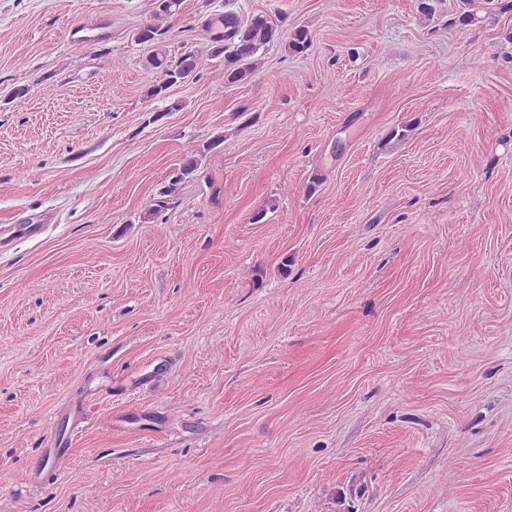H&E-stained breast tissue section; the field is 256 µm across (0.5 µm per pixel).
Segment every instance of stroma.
Returning <instances> with one entry per match:
<instances>
[{
    "instance_id": "obj_1",
    "label": "stroma",
    "mask_w": 512,
    "mask_h": 512,
    "mask_svg": "<svg viewBox=\"0 0 512 512\" xmlns=\"http://www.w3.org/2000/svg\"><path fill=\"white\" fill-rule=\"evenodd\" d=\"M434 5L0 0V512H512V13ZM221 17L224 32L213 37L210 57L220 58L225 84H240L251 75L258 52L281 38L282 28L266 14L252 15L245 22L233 12ZM288 50L292 54H303L313 45L312 34L304 25L293 26L287 36ZM198 65L199 58L192 51L185 53L175 63H169L165 56L157 52L149 55L145 60V67L158 70L161 78L159 82L149 87L147 96L154 99L166 98L167 90L195 73ZM223 142L224 139L221 136H217L206 142V144H203L202 148H198L194 152L186 154L178 167L170 174L167 185L159 192L151 208L141 217L143 222L151 220L154 218L153 216H157L164 210H167L172 204L171 201L179 190L180 185L186 180L199 175L202 168L203 157L220 147Z\"/></svg>"
}]
</instances>
